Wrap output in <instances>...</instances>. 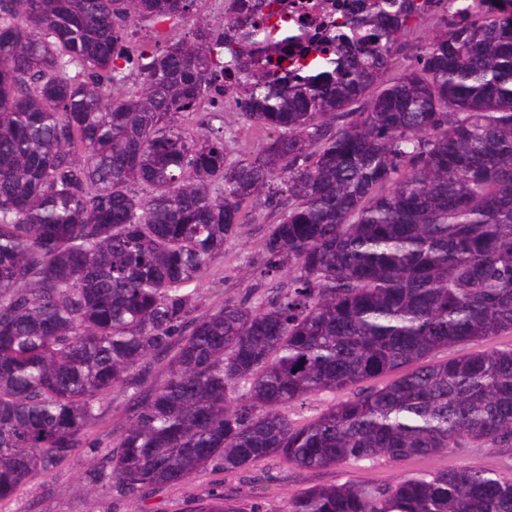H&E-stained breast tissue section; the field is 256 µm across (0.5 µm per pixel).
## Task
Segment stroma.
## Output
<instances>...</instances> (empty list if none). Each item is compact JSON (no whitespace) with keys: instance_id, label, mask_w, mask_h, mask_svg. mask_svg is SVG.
<instances>
[{"instance_id":"stroma-1","label":"stroma","mask_w":512,"mask_h":512,"mask_svg":"<svg viewBox=\"0 0 512 512\" xmlns=\"http://www.w3.org/2000/svg\"><path fill=\"white\" fill-rule=\"evenodd\" d=\"M224 138L232 160L249 157L265 142L264 132L246 124L230 101L224 105ZM270 230L271 222L261 211L237 236L225 240L223 255L195 283L201 310L227 299L247 297L256 303L287 282L284 271L266 278L260 275ZM127 404L126 392L113 389L102 401L103 424L91 436L97 450L77 449L67 459L36 472L11 497L0 501V512H196L203 501L215 495L246 505L261 504L264 512H286L299 491L315 484L362 479L384 485L406 475L463 466L512 475V454L495 448H466L425 458L382 460L371 466L350 463L316 470L294 468L270 457L243 472L229 474L208 467L184 482L130 496L114 488L111 470L101 465L102 456L125 422Z\"/></svg>"}]
</instances>
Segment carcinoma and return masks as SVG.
Wrapping results in <instances>:
<instances>
[{
  "label": "carcinoma",
  "instance_id": "obj_1",
  "mask_svg": "<svg viewBox=\"0 0 512 512\" xmlns=\"http://www.w3.org/2000/svg\"><path fill=\"white\" fill-rule=\"evenodd\" d=\"M201 2L0 0V499L91 446L115 387L130 407L105 463L128 494L267 457L512 452V345L494 344L512 334V0L324 4L320 55L278 70L315 33L224 0L220 26L168 37ZM230 41L224 96L270 133L237 162L212 98ZM260 209V274L288 284L198 312L188 285ZM461 343L482 349L433 358ZM288 512H512V478L313 485ZM341 399H344V395L342 393H336V395L332 393H325L311 397L302 408H290L288 412L295 422L303 424L312 418H315L331 404Z\"/></svg>",
  "mask_w": 512,
  "mask_h": 512
}]
</instances>
